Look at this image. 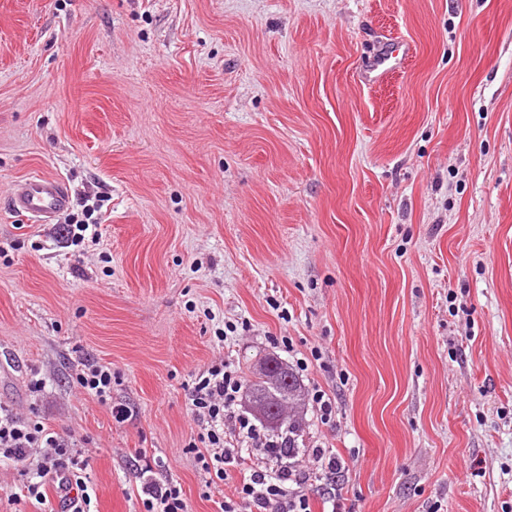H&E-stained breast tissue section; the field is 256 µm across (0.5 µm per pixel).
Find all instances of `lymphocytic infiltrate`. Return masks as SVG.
<instances>
[{"label":"lymphocytic infiltrate","instance_id":"f902f5d3","mask_svg":"<svg viewBox=\"0 0 512 512\" xmlns=\"http://www.w3.org/2000/svg\"><path fill=\"white\" fill-rule=\"evenodd\" d=\"M245 380L229 363H212L198 374L191 392V412L205 429L209 448L198 456L207 485L234 483V493L221 512H312L305 484L323 480L335 486L343 466L334 454L313 449L309 465H262L266 451L280 440L262 436L261 428L240 406ZM0 458L22 469H33L25 488L29 497L45 498L46 479H58L61 490L72 492L73 512H91V495L82 477L88 460L71 442L51 435L44 426L22 422L0 407ZM142 512H188L177 480L145 479L141 486Z\"/></svg>","mask_w":512,"mask_h":512}]
</instances>
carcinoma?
<instances>
[{"label": "carcinoma", "mask_w": 512, "mask_h": 512, "mask_svg": "<svg viewBox=\"0 0 512 512\" xmlns=\"http://www.w3.org/2000/svg\"><path fill=\"white\" fill-rule=\"evenodd\" d=\"M274 368L266 375L247 377L245 394L253 397L266 409L261 423L275 436L287 439V445L278 449L283 456L292 457L299 452L298 437L303 421L299 413L285 406V395L301 385L288 366L275 360Z\"/></svg>", "instance_id": "1"}]
</instances>
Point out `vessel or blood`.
Returning <instances> with one entry per match:
<instances>
[{
    "mask_svg": "<svg viewBox=\"0 0 512 512\" xmlns=\"http://www.w3.org/2000/svg\"><path fill=\"white\" fill-rule=\"evenodd\" d=\"M70 200L71 191L64 181L40 174L18 182L10 194L15 212L41 224L66 210Z\"/></svg>",
    "mask_w": 512,
    "mask_h": 512,
    "instance_id": "b4317fda",
    "label": "vessel or blood"
}]
</instances>
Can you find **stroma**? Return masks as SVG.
I'll list each match as a JSON object with an SVG mask.
<instances>
[{"mask_svg": "<svg viewBox=\"0 0 512 512\" xmlns=\"http://www.w3.org/2000/svg\"><path fill=\"white\" fill-rule=\"evenodd\" d=\"M267 356L331 399L299 446L345 512H512V0H0V405L90 438L93 512H140L142 458L219 512L189 393ZM60 496L0 462V512ZM71 191L62 180L32 175L17 184L10 194L13 210L38 223H50L70 205ZM81 389L97 398L102 404L112 399V369L99 364H81L76 373Z\"/></svg>", "mask_w": 512, "mask_h": 512, "instance_id": "1", "label": "stroma"}]
</instances>
